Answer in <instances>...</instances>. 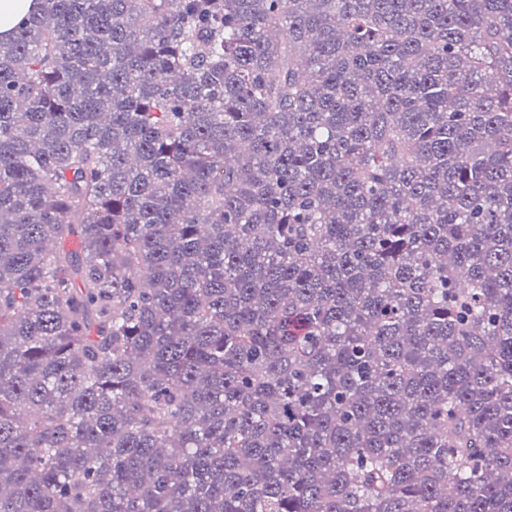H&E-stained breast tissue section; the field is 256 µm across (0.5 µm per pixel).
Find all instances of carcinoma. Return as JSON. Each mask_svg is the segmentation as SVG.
<instances>
[{
	"instance_id": "obj_1",
	"label": "carcinoma",
	"mask_w": 512,
	"mask_h": 512,
	"mask_svg": "<svg viewBox=\"0 0 512 512\" xmlns=\"http://www.w3.org/2000/svg\"><path fill=\"white\" fill-rule=\"evenodd\" d=\"M37 2L0 512H512V0Z\"/></svg>"
}]
</instances>
